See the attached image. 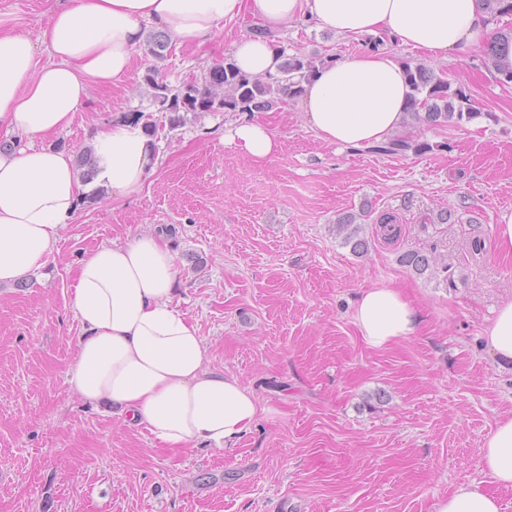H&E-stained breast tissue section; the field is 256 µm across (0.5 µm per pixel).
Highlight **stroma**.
Here are the masks:
<instances>
[{"mask_svg":"<svg viewBox=\"0 0 512 512\" xmlns=\"http://www.w3.org/2000/svg\"><path fill=\"white\" fill-rule=\"evenodd\" d=\"M54 0H0V29L41 44ZM247 25L204 46L172 43L163 60L137 49L131 72L92 88L69 130L49 144L84 149L90 131L151 111L143 77L159 67L179 85L231 54ZM285 53L343 58L368 48L297 21ZM479 47L436 64L470 99L461 124H414L421 155L324 143L297 101L258 113L281 150L260 164L225 146L232 112H201L159 138L160 162L139 194L82 203L26 286H0V512H436L475 483L512 512V488L480 466L487 435L512 415V366L484 329L512 299V256L495 226L512 208V85ZM450 210L441 222V210ZM367 211L368 251L352 254L338 215ZM388 214L398 234L384 236ZM161 234L177 255L174 304L207 346L205 366L256 394L258 417L234 449L171 448L65 382L80 323L69 290L102 244ZM447 259L453 285L410 273L400 255ZM401 286L417 332L369 347L353 321L358 294Z\"/></svg>","mask_w":512,"mask_h":512,"instance_id":"35a3bbf8","label":"stroma"}]
</instances>
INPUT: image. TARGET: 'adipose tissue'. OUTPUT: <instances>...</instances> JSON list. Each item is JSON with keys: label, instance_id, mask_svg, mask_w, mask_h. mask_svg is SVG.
I'll use <instances>...</instances> for the list:
<instances>
[{"label": "adipose tissue", "instance_id": "ef3b65f1", "mask_svg": "<svg viewBox=\"0 0 512 512\" xmlns=\"http://www.w3.org/2000/svg\"><path fill=\"white\" fill-rule=\"evenodd\" d=\"M247 15L265 33L236 39L233 58L242 73L266 78L278 77L282 63L276 34L301 19L342 38L386 31L433 61L493 38L482 0H57L43 33L53 63L36 66L33 42L0 32V130L26 139L0 152V285L44 265L82 195L139 194L156 169L153 139L126 119L89 138L96 163L89 182L69 152L47 145V137L73 124L91 85L108 86L129 73L145 26L202 44L222 23ZM410 94L394 54L360 51L319 66L299 106L320 140L358 148L401 128ZM224 143L257 162L280 150L256 119L227 124ZM178 274L174 255L152 234L87 251L71 288L81 334L66 382L87 401L120 408L165 444L229 449L255 420L256 397L237 377L205 370L204 341L172 303ZM353 318L376 349L413 335L419 322L393 285L363 292ZM485 338L500 365L512 364V300L498 306ZM481 466L499 486L512 487V416L486 437ZM501 509L495 495L474 484L457 486L436 506V512Z\"/></svg>", "mask_w": 512, "mask_h": 512}]
</instances>
